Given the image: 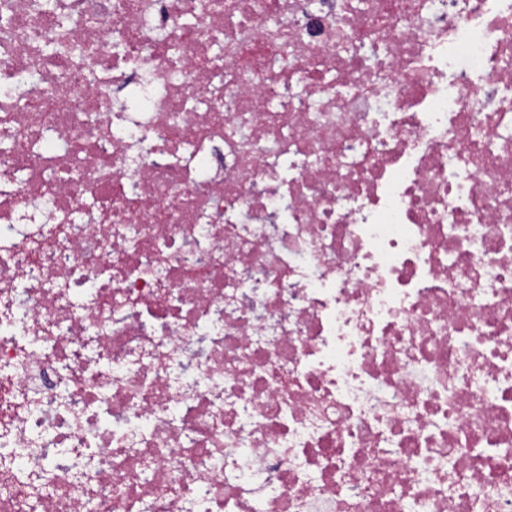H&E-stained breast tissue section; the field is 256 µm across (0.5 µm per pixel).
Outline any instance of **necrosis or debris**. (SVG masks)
<instances>
[{
  "label": "necrosis or debris",
  "instance_id": "4bbe7bcc",
  "mask_svg": "<svg viewBox=\"0 0 512 512\" xmlns=\"http://www.w3.org/2000/svg\"><path fill=\"white\" fill-rule=\"evenodd\" d=\"M0 0V512H512V0Z\"/></svg>",
  "mask_w": 512,
  "mask_h": 512
}]
</instances>
